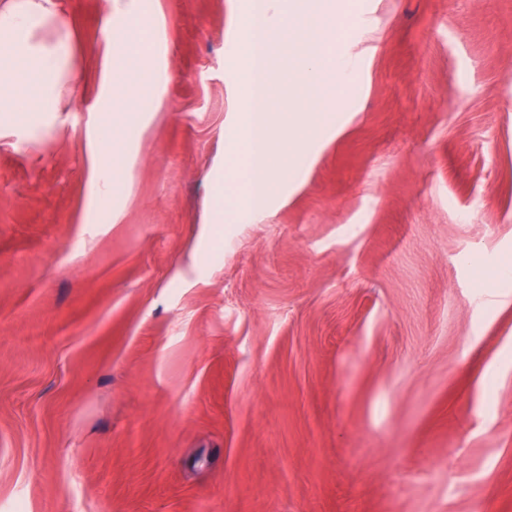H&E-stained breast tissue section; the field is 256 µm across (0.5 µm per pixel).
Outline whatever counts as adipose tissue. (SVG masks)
Masks as SVG:
<instances>
[{
	"label": "adipose tissue",
	"instance_id": "adipose-tissue-1",
	"mask_svg": "<svg viewBox=\"0 0 512 512\" xmlns=\"http://www.w3.org/2000/svg\"><path fill=\"white\" fill-rule=\"evenodd\" d=\"M149 0H107L108 21L124 37L103 55L91 108L111 115L91 132L93 145L120 156L137 127L141 83L157 67L160 47L153 35ZM66 0H0V117L11 120L15 142H27L64 109L77 79L74 41Z\"/></svg>",
	"mask_w": 512,
	"mask_h": 512
}]
</instances>
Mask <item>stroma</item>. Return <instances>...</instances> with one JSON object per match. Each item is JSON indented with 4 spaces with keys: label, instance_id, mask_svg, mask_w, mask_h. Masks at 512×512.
Returning <instances> with one entry per match:
<instances>
[{
    "label": "stroma",
    "instance_id": "obj_1",
    "mask_svg": "<svg viewBox=\"0 0 512 512\" xmlns=\"http://www.w3.org/2000/svg\"><path fill=\"white\" fill-rule=\"evenodd\" d=\"M241 5L156 0L107 209L105 113L0 129V512H512V0H346L335 128L214 224Z\"/></svg>",
    "mask_w": 512,
    "mask_h": 512
}]
</instances>
